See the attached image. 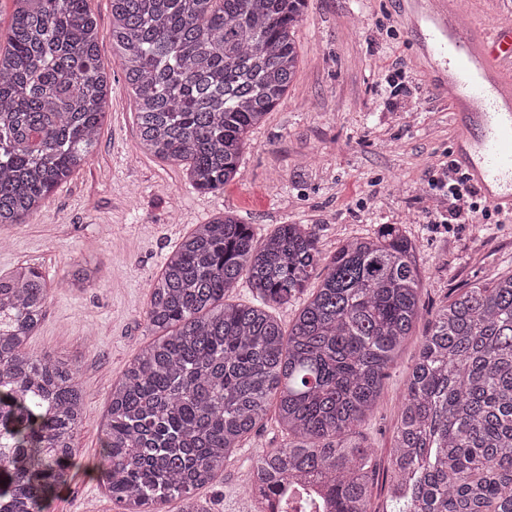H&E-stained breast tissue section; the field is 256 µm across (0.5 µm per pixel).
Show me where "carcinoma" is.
<instances>
[{
	"instance_id": "carcinoma-1",
	"label": "carcinoma",
	"mask_w": 512,
	"mask_h": 512,
	"mask_svg": "<svg viewBox=\"0 0 512 512\" xmlns=\"http://www.w3.org/2000/svg\"><path fill=\"white\" fill-rule=\"evenodd\" d=\"M0 45V228L25 224L92 152L105 117L101 37L86 0H13ZM307 0H112L108 37L137 98L140 144L202 192L236 174L248 130L284 100ZM57 284L0 273V512H44L71 480L78 367L29 340ZM247 278L249 304L226 294ZM310 291L289 329L269 311ZM415 247L394 224L329 256L307 224L263 241L224 213L197 225L149 285L154 339L112 384L100 481L122 512H208L194 492L275 413L257 492L319 484L329 512H370L372 450L357 428L421 317ZM394 512H512V274L438 307L409 372L390 460Z\"/></svg>"
}]
</instances>
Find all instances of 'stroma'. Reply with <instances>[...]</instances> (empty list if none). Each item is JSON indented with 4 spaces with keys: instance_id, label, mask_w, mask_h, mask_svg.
<instances>
[{
    "instance_id": "obj_1",
    "label": "stroma",
    "mask_w": 512,
    "mask_h": 512,
    "mask_svg": "<svg viewBox=\"0 0 512 512\" xmlns=\"http://www.w3.org/2000/svg\"><path fill=\"white\" fill-rule=\"evenodd\" d=\"M88 6L102 33L98 55L109 81L96 148L39 213L8 229L0 250V272L30 262L57 281L87 259L99 268L93 287L53 291L29 342L32 352L72 359L85 395L72 479L47 512H120L95 475L111 385L152 339L149 285L165 258L195 225L224 211L251 224L259 238L282 224L313 225L326 255L344 239L387 224L399 225L413 242L425 309L360 428L376 450L370 508L391 512L386 472L402 394L434 311L476 280L512 273V223L490 224L479 214L469 224L431 221L448 210L446 194L431 180L448 159L456 128L448 103L415 60L427 22L403 24L394 0H307L284 103L246 133L237 173L224 190L202 193L184 166L142 149L136 96L107 36L112 0ZM398 68L406 90L395 99L386 74ZM283 440L275 420H266L196 497L210 512H257L250 476L259 455Z\"/></svg>"
}]
</instances>
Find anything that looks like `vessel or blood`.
<instances>
[{
  "mask_svg": "<svg viewBox=\"0 0 512 512\" xmlns=\"http://www.w3.org/2000/svg\"><path fill=\"white\" fill-rule=\"evenodd\" d=\"M420 8L431 24L422 53L444 63L436 83L457 125L453 157L488 204L512 211V79L500 68L512 58V24L484 35L461 25L455 0Z\"/></svg>",
  "mask_w": 512,
  "mask_h": 512,
  "instance_id": "vessel-or-blood-1",
  "label": "vessel or blood"
}]
</instances>
